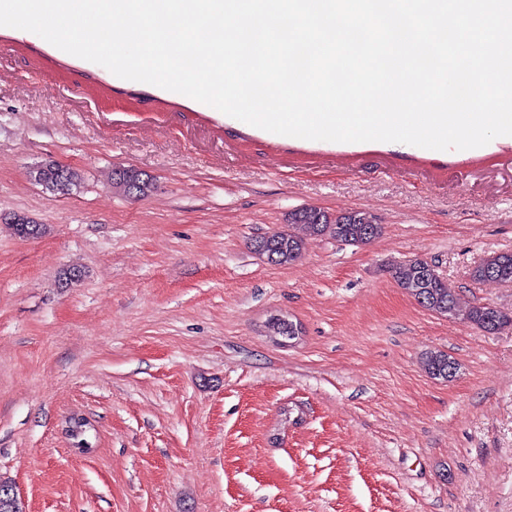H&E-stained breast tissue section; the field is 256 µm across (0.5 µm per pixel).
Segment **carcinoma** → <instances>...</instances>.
I'll list each match as a JSON object with an SVG mask.
<instances>
[{
    "label": "carcinoma",
    "instance_id": "carcinoma-1",
    "mask_svg": "<svg viewBox=\"0 0 512 512\" xmlns=\"http://www.w3.org/2000/svg\"><path fill=\"white\" fill-rule=\"evenodd\" d=\"M140 183L138 193H133L132 183ZM112 187L127 196L145 197L152 184L143 174L127 167L112 171ZM367 214L362 211L340 213L332 218L318 207L307 206L292 211L288 223L302 225L312 234L330 232L341 242L352 245L368 244L383 233V225L366 224ZM257 245H263L264 256L278 266L296 262L303 253V240L291 232H278L259 238ZM392 277L397 285L412 297H423V307L448 318L463 316V319L484 333L495 334L512 327V314L495 307L472 306L460 313L458 300L443 277L435 273L434 266L422 258H412L393 265ZM471 277L477 281H492L501 285L512 282V252L493 253L483 258L471 270ZM451 356L440 350H431L423 357L425 372L434 379L448 380V360ZM13 484L0 479V512H24L20 497L12 496Z\"/></svg>",
    "mask_w": 512,
    "mask_h": 512
}]
</instances>
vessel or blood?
I'll return each mask as SVG.
<instances>
[{"mask_svg":"<svg viewBox=\"0 0 512 512\" xmlns=\"http://www.w3.org/2000/svg\"><path fill=\"white\" fill-rule=\"evenodd\" d=\"M45 60L76 68L78 72H86L101 79L103 85L117 84L118 78L109 70L98 68L96 63L68 54L49 42H42L40 46ZM240 131L248 136H267L275 146H285L299 153L320 155L336 164L346 163L352 157L360 154L362 150H370L379 154H396L407 162L415 165H424L432 161L442 160L458 174H465L469 164L480 160L492 153H498L505 159L512 160V136H500L485 146L467 150L438 151L426 149L409 144L395 142L369 141L366 143L331 142L322 140H306L279 134H264L262 129L243 123Z\"/></svg>","mask_w":512,"mask_h":512,"instance_id":"vessel-or-blood-1","label":"vessel or blood"}]
</instances>
